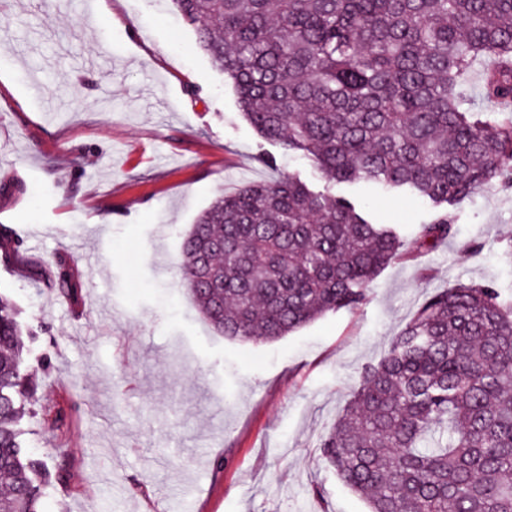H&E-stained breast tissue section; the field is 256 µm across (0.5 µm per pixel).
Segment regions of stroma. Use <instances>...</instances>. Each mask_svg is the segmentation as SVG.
<instances>
[{"mask_svg": "<svg viewBox=\"0 0 512 512\" xmlns=\"http://www.w3.org/2000/svg\"><path fill=\"white\" fill-rule=\"evenodd\" d=\"M288 175L396 225L404 256L358 308L271 343L225 338L181 285L183 238L220 192ZM447 211L453 238L415 251L429 200L328 184L261 138L166 0H0V225L30 260L78 274L73 306L0 265L37 332L25 442L70 467L42 512H368L317 449L363 370L431 292L491 281L512 297V188ZM71 403L68 432L44 424Z\"/></svg>", "mask_w": 512, "mask_h": 512, "instance_id": "1", "label": "stroma"}]
</instances>
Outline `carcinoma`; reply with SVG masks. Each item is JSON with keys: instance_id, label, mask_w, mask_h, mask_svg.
I'll use <instances>...</instances> for the list:
<instances>
[{"instance_id": "cac0c4a2", "label": "carcinoma", "mask_w": 512, "mask_h": 512, "mask_svg": "<svg viewBox=\"0 0 512 512\" xmlns=\"http://www.w3.org/2000/svg\"><path fill=\"white\" fill-rule=\"evenodd\" d=\"M264 138L334 184L408 188L441 207L512 185V0H171ZM492 60L485 117L463 108ZM448 214L416 244L448 241ZM402 248L342 196L293 176L215 199L182 243L181 279L219 334L262 343L355 309ZM0 261L74 301L73 269L30 263L0 225ZM32 336L0 292V512H41L43 472L21 439ZM320 456L370 512H512V301L492 282L429 294L366 368ZM490 64L491 62L488 60L480 61L474 65L469 73L465 86L468 103L466 107H472L483 112L494 110V105L482 97L480 90L482 74Z\"/></svg>"}]
</instances>
